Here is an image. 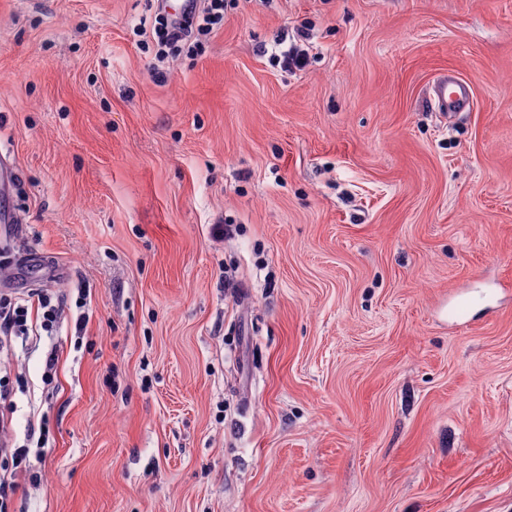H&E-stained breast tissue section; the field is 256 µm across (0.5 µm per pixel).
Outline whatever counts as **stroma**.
Masks as SVG:
<instances>
[{
	"instance_id": "obj_1",
	"label": "stroma",
	"mask_w": 512,
	"mask_h": 512,
	"mask_svg": "<svg viewBox=\"0 0 512 512\" xmlns=\"http://www.w3.org/2000/svg\"><path fill=\"white\" fill-rule=\"evenodd\" d=\"M176 4L0 0V295L64 299L7 512H512V0H228L158 67ZM288 34L281 36L271 47L270 58L286 69L302 70L307 63L306 49L301 48L296 43H287ZM433 101L438 111L448 116L464 110L471 102L469 81L460 74L448 72L436 82Z\"/></svg>"
}]
</instances>
